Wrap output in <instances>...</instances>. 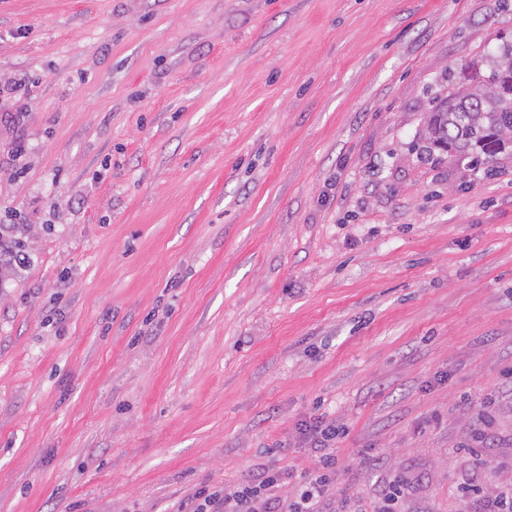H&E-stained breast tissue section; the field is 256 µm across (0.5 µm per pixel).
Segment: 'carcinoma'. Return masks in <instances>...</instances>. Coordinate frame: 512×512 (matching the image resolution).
<instances>
[{
  "mask_svg": "<svg viewBox=\"0 0 512 512\" xmlns=\"http://www.w3.org/2000/svg\"><path fill=\"white\" fill-rule=\"evenodd\" d=\"M508 56H512V45L491 57L489 76L468 78L428 114L425 140L429 145L475 164H490L512 151V99L499 93L501 82H512V70L500 67ZM13 231L14 225L0 224V289L29 262L25 242Z\"/></svg>",
  "mask_w": 512,
  "mask_h": 512,
  "instance_id": "carcinoma-1",
  "label": "carcinoma"
}]
</instances>
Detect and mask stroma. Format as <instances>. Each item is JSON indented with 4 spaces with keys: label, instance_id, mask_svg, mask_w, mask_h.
I'll list each match as a JSON object with an SVG mask.
<instances>
[{
    "label": "stroma",
    "instance_id": "obj_1",
    "mask_svg": "<svg viewBox=\"0 0 512 512\" xmlns=\"http://www.w3.org/2000/svg\"><path fill=\"white\" fill-rule=\"evenodd\" d=\"M512 0H0V512L512 483V154L419 159ZM14 225L0 224V290L17 268L29 262L25 242L13 234ZM303 434L315 449L317 462L299 475L293 503L283 504L271 493L279 484L280 471L264 470L233 493L212 491L182 503L177 512H323L320 506L329 491V473L336 464L330 445L336 439V426L324 421L305 424ZM289 507V508H288Z\"/></svg>",
    "mask_w": 512,
    "mask_h": 512
}]
</instances>
